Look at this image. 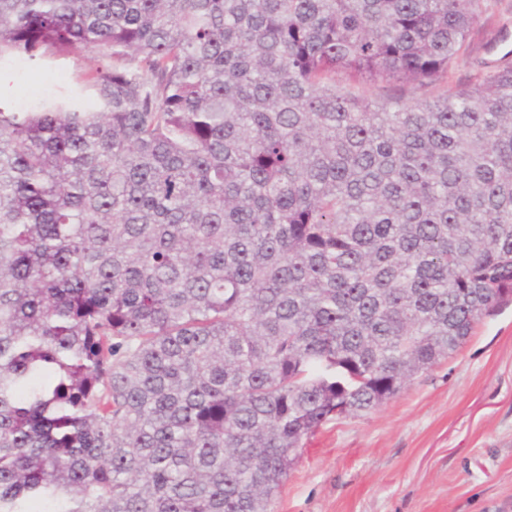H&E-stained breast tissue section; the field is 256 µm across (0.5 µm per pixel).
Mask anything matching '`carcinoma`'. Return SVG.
<instances>
[{
	"instance_id": "carcinoma-1",
	"label": "carcinoma",
	"mask_w": 512,
	"mask_h": 512,
	"mask_svg": "<svg viewBox=\"0 0 512 512\" xmlns=\"http://www.w3.org/2000/svg\"><path fill=\"white\" fill-rule=\"evenodd\" d=\"M478 0H0L101 110L0 108V512H268L326 421L512 302V67ZM477 14L469 38L448 67L445 82L423 87L415 83L341 86L371 104L400 98L433 101L446 89L454 92L477 86L512 63V0H479Z\"/></svg>"
}]
</instances>
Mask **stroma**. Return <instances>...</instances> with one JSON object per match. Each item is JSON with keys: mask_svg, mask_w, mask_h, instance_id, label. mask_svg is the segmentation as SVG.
<instances>
[{"mask_svg": "<svg viewBox=\"0 0 512 512\" xmlns=\"http://www.w3.org/2000/svg\"><path fill=\"white\" fill-rule=\"evenodd\" d=\"M478 19L445 82L352 83L369 103L432 101L470 89L512 63V0H478ZM81 50L0 63V108L93 99ZM271 512H512V305L465 344L416 374L380 407L324 423L302 448Z\"/></svg>", "mask_w": 512, "mask_h": 512, "instance_id": "stroma-1", "label": "stroma"}]
</instances>
